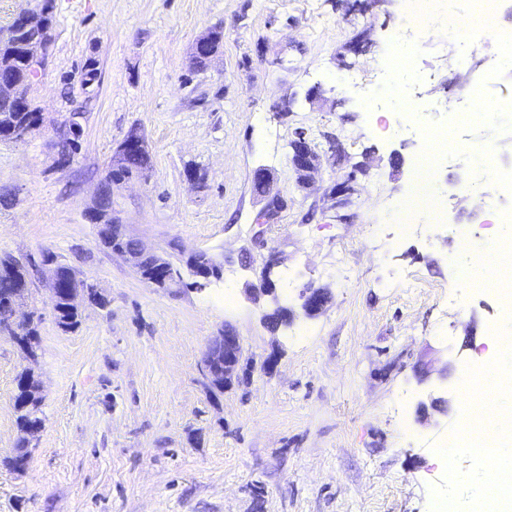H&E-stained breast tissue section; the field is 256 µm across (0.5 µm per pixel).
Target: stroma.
Listing matches in <instances>:
<instances>
[{
  "mask_svg": "<svg viewBox=\"0 0 512 512\" xmlns=\"http://www.w3.org/2000/svg\"><path fill=\"white\" fill-rule=\"evenodd\" d=\"M367 2L0 0V29L44 3L52 20L47 66L28 90L42 125L25 142H0V254L29 272L18 312L37 329L32 360L0 335V512H432L444 491L470 512L489 461L431 462L450 435L469 431L466 410L456 399L443 412L419 406L443 369L455 379L478 364V385L512 383V353L485 345L491 331L512 336V315L491 290L459 284L448 260L479 257L486 243L484 211L459 191L464 169L438 162L444 223L416 232L391 211L412 192L425 131L512 160V109L459 131L452 110L426 109L478 81L487 99L512 106V76L459 70L461 48L444 26L412 27L404 0L385 11ZM215 26L224 45L197 69L193 46ZM394 43L409 53L404 76L417 97L393 87ZM352 67L353 80L335 83ZM74 112L81 147L65 161L59 130ZM398 124L417 135L392 134ZM134 128L146 136L148 170L113 186L112 215L175 265L208 251L222 277L205 289H192L189 274L184 285L153 287L87 217ZM299 130L318 153L329 133L343 149L305 187L288 161ZM359 164L366 174L349 181ZM260 167L288 207L258 243ZM346 181L354 192L340 221L330 193ZM271 254L276 296L296 313L275 329L270 304L245 294ZM47 255L106 301L82 302L74 330L53 316ZM310 284L330 294L311 318L297 313ZM226 328L250 372L219 391L201 362ZM28 368L42 397L30 439L14 409ZM21 448L27 463L17 469Z\"/></svg>",
  "mask_w": 512,
  "mask_h": 512,
  "instance_id": "stroma-1",
  "label": "stroma"
}]
</instances>
